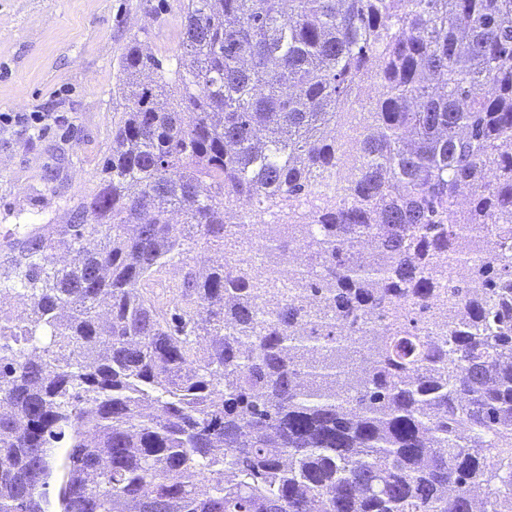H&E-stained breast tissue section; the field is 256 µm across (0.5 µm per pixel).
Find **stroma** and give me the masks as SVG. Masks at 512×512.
Returning a JSON list of instances; mask_svg holds the SVG:
<instances>
[{"label": "stroma", "mask_w": 512, "mask_h": 512, "mask_svg": "<svg viewBox=\"0 0 512 512\" xmlns=\"http://www.w3.org/2000/svg\"><path fill=\"white\" fill-rule=\"evenodd\" d=\"M182 0H0V113H62L39 137H0V232L59 223L92 187L124 101L131 39L164 59L180 51Z\"/></svg>", "instance_id": "35a3bbf8"}]
</instances>
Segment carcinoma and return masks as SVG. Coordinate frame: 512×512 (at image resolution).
Returning <instances> with one entry per match:
<instances>
[{
	"instance_id": "cac0c4a2",
	"label": "carcinoma",
	"mask_w": 512,
	"mask_h": 512,
	"mask_svg": "<svg viewBox=\"0 0 512 512\" xmlns=\"http://www.w3.org/2000/svg\"><path fill=\"white\" fill-rule=\"evenodd\" d=\"M183 13L93 189L0 242V512H512V0Z\"/></svg>"
}]
</instances>
